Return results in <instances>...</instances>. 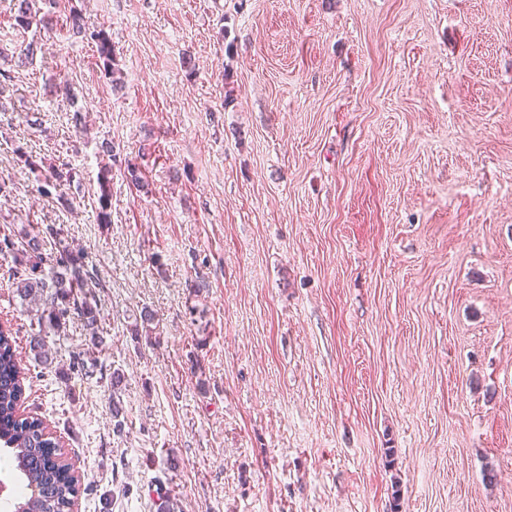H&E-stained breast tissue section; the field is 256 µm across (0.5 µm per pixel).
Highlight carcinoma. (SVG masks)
<instances>
[{
  "instance_id": "obj_1",
  "label": "carcinoma",
  "mask_w": 512,
  "mask_h": 512,
  "mask_svg": "<svg viewBox=\"0 0 512 512\" xmlns=\"http://www.w3.org/2000/svg\"><path fill=\"white\" fill-rule=\"evenodd\" d=\"M55 0H20L18 25L28 29L40 24L43 7ZM104 68L114 73L112 45L102 31L94 34ZM78 173L67 163L50 164L44 171L39 192L50 193L74 184ZM0 255L11 259L9 278L14 294L27 312L39 313L38 324L59 332L69 317L77 316L88 325L97 321L98 308L94 288L98 285L90 268L67 247L46 253L37 236L20 243L9 234L0 237ZM124 376L112 371V418L114 429L121 431L123 414L117 394ZM24 398V377L11 329L0 327V444L10 454L17 477L26 482L30 493L22 496L25 512H66L77 492L78 478L69 470L57 436L38 417L18 414ZM157 512H176L177 499L168 489L156 490Z\"/></svg>"
}]
</instances>
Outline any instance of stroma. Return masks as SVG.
Instances as JSON below:
<instances>
[{"label": "stroma", "instance_id": "stroma-1", "mask_svg": "<svg viewBox=\"0 0 512 512\" xmlns=\"http://www.w3.org/2000/svg\"><path fill=\"white\" fill-rule=\"evenodd\" d=\"M18 9L0 227L84 254L105 344L39 336L1 259L0 324L77 512H157L160 486L181 512H512V0ZM20 147L80 186L38 194ZM55 2V0H20L19 15L16 18L18 25L29 29L33 24H40L44 18V15L39 18V14L43 10L40 4L51 7Z\"/></svg>", "mask_w": 512, "mask_h": 512}]
</instances>
